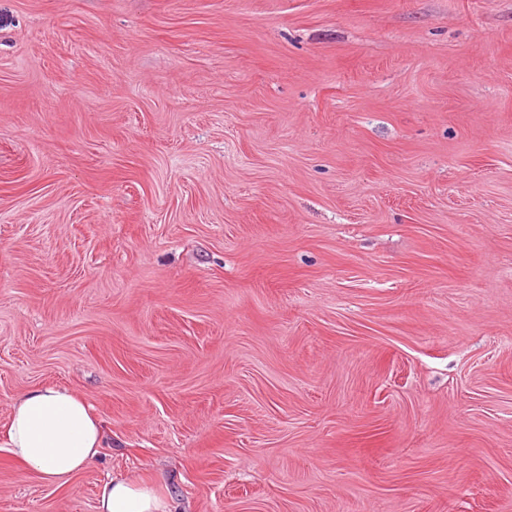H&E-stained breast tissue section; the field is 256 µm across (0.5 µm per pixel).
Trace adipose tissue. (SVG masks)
I'll return each mask as SVG.
<instances>
[{
  "label": "adipose tissue",
  "mask_w": 512,
  "mask_h": 512,
  "mask_svg": "<svg viewBox=\"0 0 512 512\" xmlns=\"http://www.w3.org/2000/svg\"><path fill=\"white\" fill-rule=\"evenodd\" d=\"M5 437V448L26 471L60 487L95 461L103 429L82 396L49 385L14 398ZM98 512H170V505L152 485L116 475L101 489Z\"/></svg>",
  "instance_id": "adipose-tissue-1"
}]
</instances>
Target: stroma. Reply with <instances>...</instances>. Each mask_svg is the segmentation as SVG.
Returning a JSON list of instances; mask_svg holds the SVG:
<instances>
[{
    "mask_svg": "<svg viewBox=\"0 0 512 512\" xmlns=\"http://www.w3.org/2000/svg\"><path fill=\"white\" fill-rule=\"evenodd\" d=\"M0 512H512V0H0ZM4 446L24 469L52 486H66L97 458L102 423L79 394L39 386L13 400ZM170 504L152 485L123 475L105 482L98 512H172Z\"/></svg>",
    "mask_w": 512,
    "mask_h": 512,
    "instance_id": "1",
    "label": "stroma"
}]
</instances>
